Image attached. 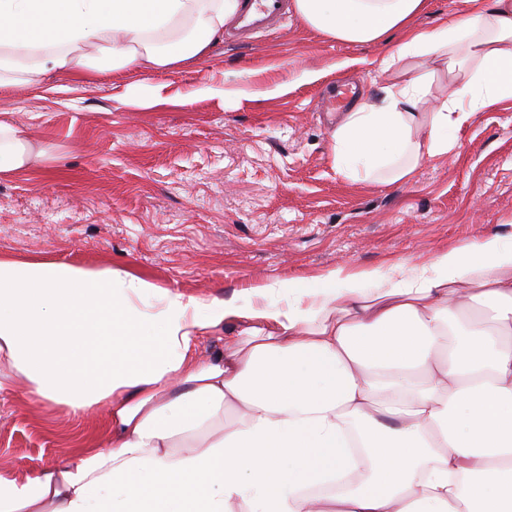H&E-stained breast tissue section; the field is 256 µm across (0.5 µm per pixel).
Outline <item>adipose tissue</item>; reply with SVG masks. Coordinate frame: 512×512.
I'll list each match as a JSON object with an SVG mask.
<instances>
[{"instance_id": "ef3b65f1", "label": "adipose tissue", "mask_w": 512, "mask_h": 512, "mask_svg": "<svg viewBox=\"0 0 512 512\" xmlns=\"http://www.w3.org/2000/svg\"><path fill=\"white\" fill-rule=\"evenodd\" d=\"M429 32L427 0H294L326 38L401 34L392 79L331 129L350 181L405 182L512 101V0H463ZM239 0H0V90L47 73L172 71L204 60ZM445 72L451 90L432 86ZM51 158L0 121V176ZM338 268L279 287L288 307L170 294L127 271L0 256V391L103 414L109 449L17 477L0 512H512V238L430 267ZM156 298L159 307L145 302ZM231 326L235 346L200 357ZM240 419L224 422L226 408ZM362 474L349 483L350 474Z\"/></svg>"}]
</instances>
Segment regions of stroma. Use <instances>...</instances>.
Returning <instances> with one entry per match:
<instances>
[{"mask_svg": "<svg viewBox=\"0 0 512 512\" xmlns=\"http://www.w3.org/2000/svg\"><path fill=\"white\" fill-rule=\"evenodd\" d=\"M386 44L327 39L289 13L198 65L0 91V118L51 149L0 178V255L138 274L184 295L227 298L343 266H422L466 241L512 237V102L478 113L458 148L406 182H350L331 166L323 95L376 93ZM105 423L22 386L0 393V472L68 462Z\"/></svg>", "mask_w": 512, "mask_h": 512, "instance_id": "stroma-1", "label": "stroma"}]
</instances>
